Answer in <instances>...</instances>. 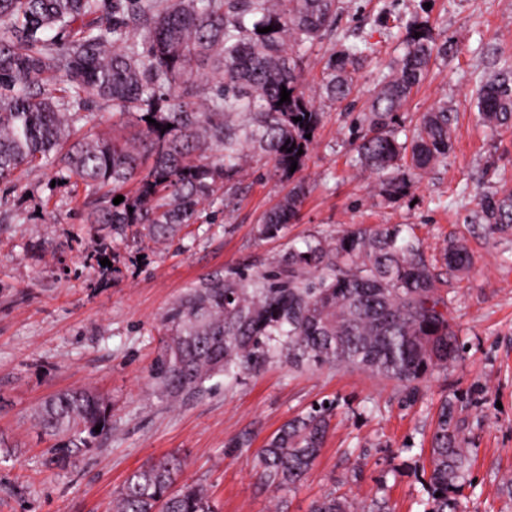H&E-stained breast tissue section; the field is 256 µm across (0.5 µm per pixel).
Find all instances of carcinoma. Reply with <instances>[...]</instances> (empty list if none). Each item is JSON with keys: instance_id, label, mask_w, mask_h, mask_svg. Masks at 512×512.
<instances>
[{"instance_id": "obj_1", "label": "carcinoma", "mask_w": 512, "mask_h": 512, "mask_svg": "<svg viewBox=\"0 0 512 512\" xmlns=\"http://www.w3.org/2000/svg\"><path fill=\"white\" fill-rule=\"evenodd\" d=\"M341 9V0H0V181L50 162L72 185L101 194L84 223L165 241L198 223L205 205H224V182L248 150L266 154L280 177L293 180L291 164L302 170L313 143L306 135L321 122L314 98L339 102L354 89L362 51L353 47L333 51L314 89L303 88L304 53ZM446 50L417 24L359 113L357 161L381 175L389 197L448 159V103L437 102L411 130L397 124L431 59ZM205 69L213 87L202 98ZM283 88L291 94L282 104ZM92 98L110 104L112 125L134 119L131 137L93 132L94 115L83 111ZM475 105L483 125L511 129L512 69L488 77ZM119 195L124 201L113 204ZM304 197L303 183H294L264 214L260 234L276 236L293 223ZM477 218L489 233L511 236L512 188L484 196ZM441 259L458 271L473 263L458 240ZM438 281L436 262L400 224L313 236L267 271L216 273L176 300L162 319L164 340L149 375L176 399L204 392L215 375L255 371L285 350L316 366L394 379L413 395L463 351ZM334 409L315 405L268 439L260 454L267 486L286 492L306 479ZM36 426L54 440L56 462L66 463L111 431V407L84 389L60 391L41 404ZM461 433L446 399L431 439L425 512L462 506L472 463ZM181 467L174 454L143 465L125 480L112 512H215L206 489L177 485ZM310 512L359 507L329 493Z\"/></svg>"}]
</instances>
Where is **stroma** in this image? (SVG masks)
I'll list each match as a JSON object with an SVG mask.
<instances>
[{
  "instance_id": "1",
  "label": "stroma",
  "mask_w": 512,
  "mask_h": 512,
  "mask_svg": "<svg viewBox=\"0 0 512 512\" xmlns=\"http://www.w3.org/2000/svg\"><path fill=\"white\" fill-rule=\"evenodd\" d=\"M422 21L448 51L433 58L398 121L412 127L447 101L453 149L408 193L386 198L379 176L355 164L353 120L402 53L410 25ZM363 41L373 51L360 63L353 97L317 102L323 119L297 175L306 197L298 221L277 236H260L258 226L289 185L263 154L225 183L213 223L182 227L169 242L83 223L93 195L56 184L54 165L0 183V512H111L126 478L168 454L183 458L181 482L207 489L218 512H275L260 451L287 421L330 400L338 406L324 447L304 483L285 493L288 512H309L332 491L423 512L421 452L447 397L459 400L473 459L465 512H512L499 492L512 475V259L503 257L512 240L488 234L476 218L485 194L512 186V131L485 127L474 105L480 80L512 66V0H344L303 59L306 84L318 81L334 50ZM384 224L411 228L428 257L452 238L473 256L468 271L443 269L439 283L454 301L463 355L422 383L418 397L368 371L295 366L278 353L237 381L213 377L203 395H161L148 374L162 345L160 319L187 289L230 268L269 270L312 236ZM72 388L110 401L112 430L60 466L34 415L47 397Z\"/></svg>"
}]
</instances>
